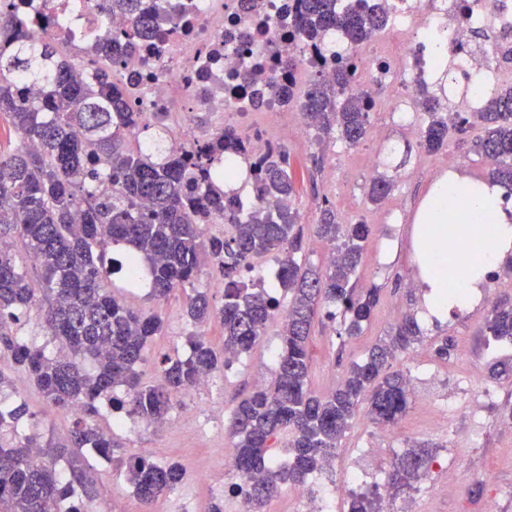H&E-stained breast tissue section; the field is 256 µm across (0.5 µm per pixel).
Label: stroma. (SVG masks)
Wrapping results in <instances>:
<instances>
[{
  "mask_svg": "<svg viewBox=\"0 0 512 512\" xmlns=\"http://www.w3.org/2000/svg\"><path fill=\"white\" fill-rule=\"evenodd\" d=\"M409 89V82L402 78L378 85L370 112V132L357 146L322 142L313 134L303 142L291 138L280 141L295 180L292 205L303 228L306 261L321 265L331 253L330 245L314 235L322 202L333 206L340 223L362 221L371 227L356 282L360 288L377 289L379 302L360 335H344L340 320L316 324L308 343L309 384L321 394L331 392L351 363L364 358L372 345L388 336L403 315L418 314L420 290L411 229L418 207L440 178L442 167L447 166L449 158L458 157L462 160L460 174L475 179L488 176L489 168L477 149L480 127L463 135L449 131L447 149L434 154L419 148L417 135L400 129L393 107L398 96ZM376 158L386 163L394 183L388 205L378 207L370 204L364 193L376 174L370 165ZM121 295L129 305L157 312L164 321L162 334L149 346L145 382L156 380L162 356L187 354L186 338L192 332L202 331L216 351H223L224 332L219 322L195 327L186 316L184 291L160 302L147 299L144 290L136 288L122 289ZM500 296H512V274L495 275L474 310L453 313L441 323H422L421 342L397 358L393 367L406 374L425 368L431 376L423 381L420 397L411 399L408 413L395 424V436L378 443L380 426L366 413H359L335 458L317 471V478L341 469L355 449L368 447L370 442L378 444L372 463L383 473L390 470L396 453L425 442L441 455L455 449L456 462L470 478L437 498L417 495L412 488L398 491L396 504L401 512H486L491 499L496 500L498 512H512V430L503 426L506 415L512 412V375L488 378L485 368L495 347L480 333L492 302ZM443 337L453 339L456 345L445 363L433 353L436 341ZM280 345V323L270 321L253 348L241 354L233 368L214 373L208 388L197 391L191 399L177 395L164 431L144 428L137 417L115 418L108 405H101L96 422L101 429L112 431L122 449L109 460L87 450L82 453L81 461L94 481L92 512H210L218 501L223 503L224 512H238L233 481L204 483L199 481L198 473L207 470L223 474L224 458L232 453L226 431L232 412L257 385L271 380L275 363L270 356ZM472 367L480 369L481 374L473 381L468 400H457L456 379ZM0 373L17 384L19 397L27 405L28 415L19 422L20 433L35 427L55 446L68 447L73 414L50 407L40 390L1 356ZM487 381L495 386V395L489 400L480 396V388ZM442 393L456 401L446 435L432 424L433 402ZM133 454L148 455L161 463L175 461L183 470L178 488L161 495L148 510L134 495L122 465L123 456Z\"/></svg>",
  "mask_w": 512,
  "mask_h": 512,
  "instance_id": "obj_1",
  "label": "stroma"
}]
</instances>
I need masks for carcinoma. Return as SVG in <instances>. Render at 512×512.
<instances>
[{
  "mask_svg": "<svg viewBox=\"0 0 512 512\" xmlns=\"http://www.w3.org/2000/svg\"><path fill=\"white\" fill-rule=\"evenodd\" d=\"M110 2L131 18L140 36L159 40L173 22V11L164 6L145 13L140 0ZM385 25L379 3L304 0L291 33L314 44L331 29L359 46ZM353 70L352 59L336 60L335 82L310 84L302 102L312 129L324 137L335 133L350 147L367 135L374 105L363 96L339 94ZM20 76L41 86L39 101L22 94ZM421 100L430 120L421 130L420 147L437 152L448 145V114L428 90H421ZM456 117L461 134L471 120L483 123L478 146L495 160L489 180L512 193V87L486 94L477 110ZM0 120L19 139L11 152H0V348L50 406L75 414L72 447L112 458L118 444L90 419L100 400L115 412L162 424L176 394L228 367L226 357L196 333L188 338V356L162 358L158 380L142 381L148 347L164 323L158 314L116 298L112 275L119 257L133 264L125 279L160 301L193 286L201 254L208 255L224 276L223 303L216 309L197 292L187 297V315L198 325L218 317L224 350L238 355L252 348L278 313L276 287L288 294L275 378L243 399L228 424L235 469L247 480L245 512H262L283 487L304 485L335 456L362 404L379 425L406 413V378L391 370V361L421 336L412 315L353 363L335 391L319 395L309 388L307 344L315 319L323 312L332 320L339 310L349 317L345 334L356 336L371 319L378 292H359L352 282L369 225L341 224L328 205L320 209L316 235L337 245L338 255L324 270L302 263L303 231L296 211L284 204L293 193L288 153L278 149L255 165L257 203L245 207L239 195L224 191V177L233 169L224 155L236 141L232 132L176 151L159 148L162 160L150 147L131 149L125 136L139 128L142 113L128 111L107 72L99 71L89 83L79 81L52 42L1 22ZM104 183L111 189L101 190ZM392 189V180L379 174L371 180L369 200L378 204ZM215 215L223 216L224 232L205 239L203 226ZM269 254L277 256L278 286L251 288L237 280L255 259ZM25 259L39 269L38 279L29 278ZM34 309L42 317L40 345L20 334ZM481 332L512 344V299L493 303ZM488 371L493 378L512 372V356H494ZM4 383L0 376V512H88L92 489L86 473L73 462L68 472L58 470L51 442L37 435L15 437L28 410L10 401ZM282 438L291 458L278 466L275 445ZM433 461L430 449L409 448L396 456L387 484L408 487L429 473ZM124 466L144 505L176 490L182 480L174 461L134 455ZM378 497L376 492L354 497L350 512H375Z\"/></svg>",
  "mask_w": 512,
  "mask_h": 512,
  "instance_id": "obj_1",
  "label": "carcinoma"
}]
</instances>
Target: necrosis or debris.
<instances>
[{"label": "necrosis or debris", "mask_w": 512, "mask_h": 512, "mask_svg": "<svg viewBox=\"0 0 512 512\" xmlns=\"http://www.w3.org/2000/svg\"><path fill=\"white\" fill-rule=\"evenodd\" d=\"M388 14V31L402 48L390 50L378 41L373 54L349 51L327 33L320 46L292 37L289 24L302 0H173L176 23L164 41L134 43L121 58L96 52L97 44L130 32L128 16L111 10L108 0H0V10L26 20L30 30L56 45L71 62L77 78L105 67L113 80L126 85L135 111L159 113L172 131L173 148L207 143L224 130L240 137L247 161L268 155L282 137L303 140L306 124L278 126L274 117L288 104L269 89L270 82L302 81L313 74L323 82L335 79V54H352L356 73L347 94L398 76L414 84L426 82L433 70L426 50L431 38L447 33L448 47L460 76H479L483 87L506 81L496 61V45L482 51L470 45V16H481L492 31L512 30V0H497L486 10L484 0H468L469 16L458 11L459 0H379ZM257 110L259 123L242 126L241 113ZM207 113L208 129L196 125L197 113Z\"/></svg>", "instance_id": "obj_1"}]
</instances>
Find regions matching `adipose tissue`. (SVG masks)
Listing matches in <instances>:
<instances>
[{"mask_svg":"<svg viewBox=\"0 0 512 512\" xmlns=\"http://www.w3.org/2000/svg\"><path fill=\"white\" fill-rule=\"evenodd\" d=\"M505 189L452 173L437 180L423 199L412 228L419 277L425 289L423 321L473 309L483 298L488 274L512 261V215L503 208ZM472 253L454 266V257Z\"/></svg>","mask_w":512,"mask_h":512,"instance_id":"ef3b65f1","label":"adipose tissue"}]
</instances>
